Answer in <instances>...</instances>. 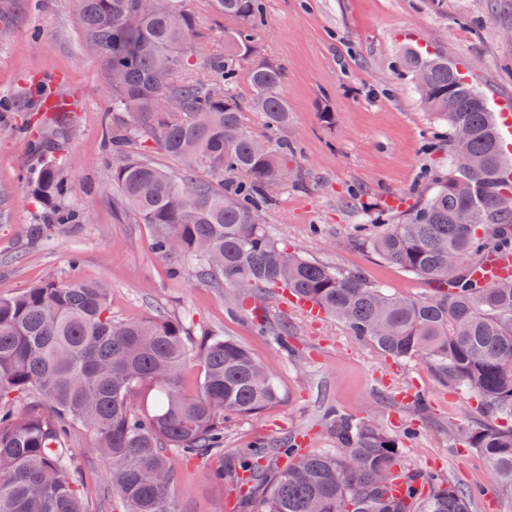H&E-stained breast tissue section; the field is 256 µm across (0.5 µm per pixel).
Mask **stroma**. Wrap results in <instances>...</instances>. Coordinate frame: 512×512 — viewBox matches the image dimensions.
<instances>
[{"label":"stroma","instance_id":"35a3bbf8","mask_svg":"<svg viewBox=\"0 0 512 512\" xmlns=\"http://www.w3.org/2000/svg\"><path fill=\"white\" fill-rule=\"evenodd\" d=\"M268 24L258 35L261 55L286 70L283 94L290 106L284 135L297 146L299 178L279 189L260 215L274 237L308 259L419 298L427 286L397 265L355 243L356 227L398 223L433 180L448 170V136L425 110L404 66L405 52L423 47L462 69L491 105L512 99V0H265ZM205 42L188 44L187 69L175 81L206 82V57L224 53V20L215 0H184ZM79 0H0V297L43 281L76 275L111 290L116 318L163 312L182 321L191 354L183 387L194 392L201 367L195 356L203 334L234 339L276 377L280 399L264 411L224 426V454L235 456L260 443L297 437L308 448H332L326 415L336 407L372 416L397 436L415 467L460 487L486 489L476 512H512V500L491 495L484 458L459 441L457 426L496 423L475 400L448 392L419 360L397 361L349 336L332 316L319 322L279 298L263 312L269 333L259 332L235 289L185 275L183 259L151 248L152 231L122 211L112 185V157L105 123L126 115L111 109L104 63L85 44ZM74 98L76 112L61 127L76 219L45 236L42 204L28 183L42 159L40 107L49 95ZM293 332L292 351L275 333ZM411 388L428 405L401 398ZM72 457L84 470L89 512H121L108 498L109 467L87 436L76 437ZM210 462L183 460L174 498L180 512H233L227 485L209 475Z\"/></svg>","mask_w":512,"mask_h":512}]
</instances>
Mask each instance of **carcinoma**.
Listing matches in <instances>:
<instances>
[{"label":"carcinoma","mask_w":512,"mask_h":512,"mask_svg":"<svg viewBox=\"0 0 512 512\" xmlns=\"http://www.w3.org/2000/svg\"><path fill=\"white\" fill-rule=\"evenodd\" d=\"M171 25L151 0H80L86 43L104 60L112 111L129 122L105 126L121 204L153 229L157 253L187 258L195 277L241 288L250 299L287 289L336 317L355 338L395 360L424 361L435 378L481 408L512 421V274L487 284L473 276L484 255L512 251V192L487 99L458 69L420 50L407 55L420 104L448 126V174L398 224L376 236L357 225L373 251L421 279L431 293L408 298L358 273L311 261L280 242L259 216L285 185L297 148L259 137L246 113L273 131L288 127L286 70L261 56L265 0H216L224 16V56L210 57L209 84L177 83L181 47L201 39L182 5ZM250 62L251 95L237 94ZM175 98L178 112L157 102ZM149 133L170 156L202 160L213 179L177 176L127 153ZM65 159L50 156L31 181L52 220L70 212ZM110 289L77 277L48 280L0 297V512H87L74 437L86 432L108 460L125 512H178V461L220 459L209 476L229 481L241 512H472L474 493L409 463L400 443L374 421L329 410L336 447L282 444L224 458V424L279 399L272 371L236 341L208 335L198 353L203 377L182 386L188 358L182 322L164 314L116 319ZM23 410H17V405ZM464 443L487 463L498 496L512 499V424L466 429ZM402 481L394 497L389 488Z\"/></svg>","instance_id":"obj_1"}]
</instances>
